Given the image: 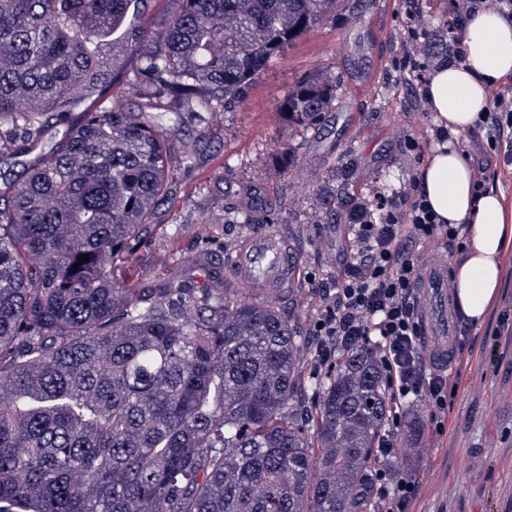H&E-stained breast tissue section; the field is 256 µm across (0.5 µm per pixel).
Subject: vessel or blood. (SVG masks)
Instances as JSON below:
<instances>
[{"label":"vessel or blood","mask_w":512,"mask_h":512,"mask_svg":"<svg viewBox=\"0 0 512 512\" xmlns=\"http://www.w3.org/2000/svg\"><path fill=\"white\" fill-rule=\"evenodd\" d=\"M227 268L234 279L253 292L273 297L288 288L297 268L288 256L287 244L276 232L269 231L250 238L234 256ZM435 295V308L423 315L426 347L437 362L445 364L456 350V318L448 298V276L444 264L432 265L422 283Z\"/></svg>","instance_id":"1"}]
</instances>
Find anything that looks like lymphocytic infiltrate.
<instances>
[{"instance_id": "1", "label": "lymphocytic infiltrate", "mask_w": 512, "mask_h": 512, "mask_svg": "<svg viewBox=\"0 0 512 512\" xmlns=\"http://www.w3.org/2000/svg\"><path fill=\"white\" fill-rule=\"evenodd\" d=\"M492 109L496 116L486 126L488 140L512 148L511 82L494 90ZM463 230L460 224L438 223L424 195L409 191L397 201L359 204L344 228L347 258L312 323L317 340L312 371H330L356 347L373 351L390 409L382 455L402 447L401 428L412 404L428 413L421 434L428 447H435L444 431L448 401L456 389L432 367L423 342L417 284L424 267L417 254L427 250L441 258L463 252ZM420 490L414 475L389 467L376 471L374 493L383 512H415Z\"/></svg>"}]
</instances>
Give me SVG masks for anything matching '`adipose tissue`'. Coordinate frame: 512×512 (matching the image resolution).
I'll list each match as a JSON object with an SVG mask.
<instances>
[{"mask_svg": "<svg viewBox=\"0 0 512 512\" xmlns=\"http://www.w3.org/2000/svg\"><path fill=\"white\" fill-rule=\"evenodd\" d=\"M465 62L432 75L427 100L451 135L436 146L419 173V184L435 213L447 224H467L468 245L453 265L457 306L470 324L484 322L512 253V207L503 192L475 193L476 172L453 137L473 131L490 106L495 81L512 75V20L485 9L469 16L463 40Z\"/></svg>", "mask_w": 512, "mask_h": 512, "instance_id": "obj_1", "label": "adipose tissue"}]
</instances>
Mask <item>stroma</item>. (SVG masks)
<instances>
[{
  "label": "stroma",
  "mask_w": 512,
  "mask_h": 512,
  "mask_svg": "<svg viewBox=\"0 0 512 512\" xmlns=\"http://www.w3.org/2000/svg\"><path fill=\"white\" fill-rule=\"evenodd\" d=\"M348 2L285 46L229 109L214 115L213 136L200 138L195 127L184 132L198 141L205 162L177 179L143 249L140 279L155 278L158 259L173 252L204 281L253 234L274 230L301 272L298 294L283 296L278 306L308 335L322 299L306 277L334 282L352 206L397 199L437 142L425 82L449 61L438 49L458 8L456 0ZM321 69L336 77L335 110L316 128L289 129L280 104ZM457 146L478 147L481 189H500L512 202V154L488 144L480 128ZM227 208L247 219L225 225L223 249L203 268L201 240ZM463 332L466 348L447 369L458 389L440 445L415 465L416 512H512V258L484 322Z\"/></svg>",
  "instance_id": "35a3bbf8"
}]
</instances>
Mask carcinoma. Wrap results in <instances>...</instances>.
Wrapping results in <instances>:
<instances>
[{
  "label": "carcinoma",
  "mask_w": 512,
  "mask_h": 512,
  "mask_svg": "<svg viewBox=\"0 0 512 512\" xmlns=\"http://www.w3.org/2000/svg\"><path fill=\"white\" fill-rule=\"evenodd\" d=\"M342 4L168 0L157 38L143 0H0V512H378L373 352L308 375L313 347L275 303L171 256L127 286L172 138ZM335 103L321 70L281 108L308 129ZM199 158L183 144V171ZM420 428L413 409L402 461Z\"/></svg>",
  "instance_id": "1"
}]
</instances>
